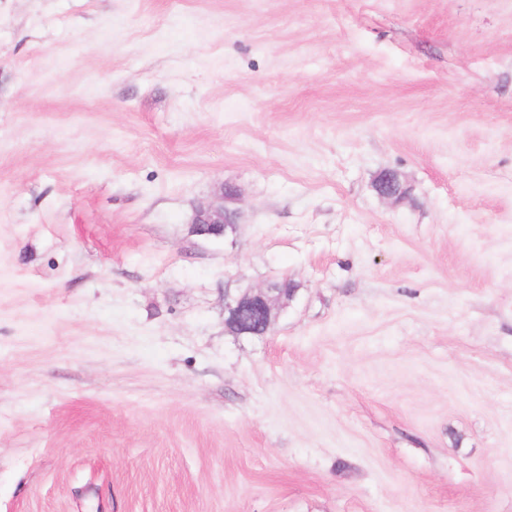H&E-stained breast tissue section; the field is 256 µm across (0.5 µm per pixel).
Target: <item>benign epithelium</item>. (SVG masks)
Masks as SVG:
<instances>
[{
  "label": "benign epithelium",
  "mask_w": 512,
  "mask_h": 512,
  "mask_svg": "<svg viewBox=\"0 0 512 512\" xmlns=\"http://www.w3.org/2000/svg\"><path fill=\"white\" fill-rule=\"evenodd\" d=\"M375 189L387 199L399 200L403 187L397 176L385 172L378 176ZM237 193L219 188L213 200L199 208L191 221L195 234L204 237H225L235 232L237 222L229 204L235 202ZM298 288L289 281L275 283L267 288H246L224 302V325L237 336H263L267 333L278 310L293 300Z\"/></svg>",
  "instance_id": "1"
}]
</instances>
